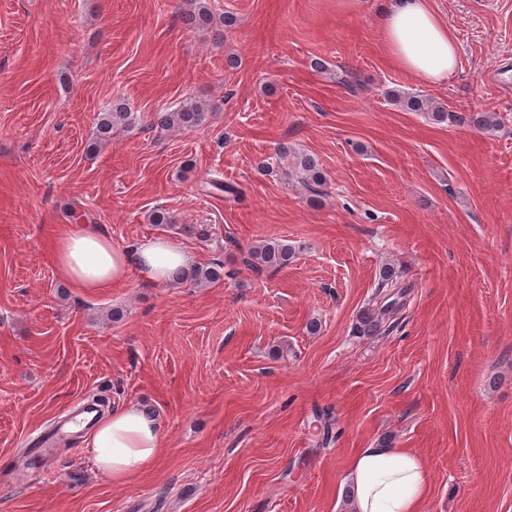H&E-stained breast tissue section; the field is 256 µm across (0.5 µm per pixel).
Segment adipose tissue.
Masks as SVG:
<instances>
[{
  "label": "adipose tissue",
  "mask_w": 512,
  "mask_h": 512,
  "mask_svg": "<svg viewBox=\"0 0 512 512\" xmlns=\"http://www.w3.org/2000/svg\"><path fill=\"white\" fill-rule=\"evenodd\" d=\"M381 35L390 59L429 85L445 83L458 67L457 42L430 0H390ZM52 255L57 276L86 293L123 287L134 276L163 285L188 263L170 240L145 238L121 247L88 224H70L58 232ZM89 446L97 470L125 485L158 460L162 426L140 406L119 407L95 423ZM427 489V464L414 449L380 444L361 449L350 463V512H423Z\"/></svg>",
  "instance_id": "obj_1"
}]
</instances>
